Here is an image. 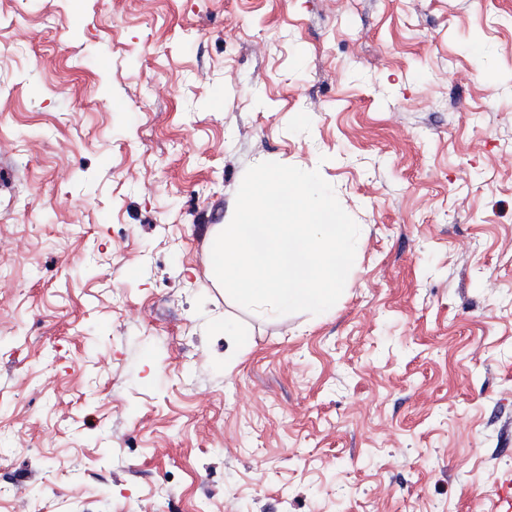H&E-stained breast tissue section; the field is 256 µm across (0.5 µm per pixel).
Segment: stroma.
I'll return each instance as SVG.
<instances>
[{"label": "stroma", "mask_w": 512, "mask_h": 512, "mask_svg": "<svg viewBox=\"0 0 512 512\" xmlns=\"http://www.w3.org/2000/svg\"><path fill=\"white\" fill-rule=\"evenodd\" d=\"M264 161L328 313L214 279ZM0 438V512H503L512 0H0Z\"/></svg>", "instance_id": "obj_1"}]
</instances>
